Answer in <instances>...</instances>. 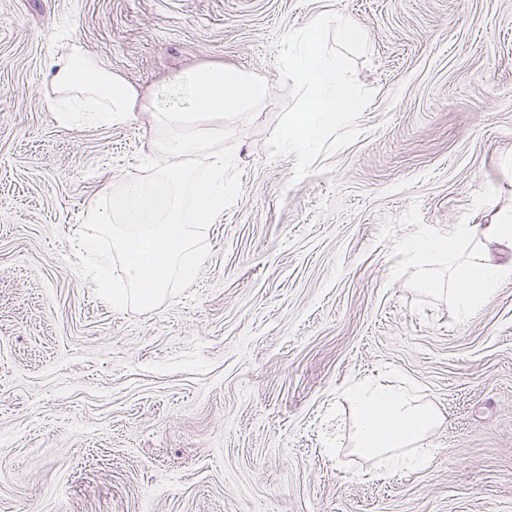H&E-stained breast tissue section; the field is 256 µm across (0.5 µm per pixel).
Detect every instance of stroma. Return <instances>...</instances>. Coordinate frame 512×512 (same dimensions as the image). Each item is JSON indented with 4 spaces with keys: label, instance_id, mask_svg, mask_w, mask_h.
Listing matches in <instances>:
<instances>
[{
    "label": "stroma",
    "instance_id": "35a3bbf8",
    "mask_svg": "<svg viewBox=\"0 0 512 512\" xmlns=\"http://www.w3.org/2000/svg\"><path fill=\"white\" fill-rule=\"evenodd\" d=\"M324 14L367 31L372 95L298 179L267 148L278 43ZM71 40L154 98L206 65L268 85L196 279L142 310L96 293L77 239L153 156L152 114L61 126ZM491 198L512 209V0H0V512H512V278L465 315L468 248L425 271L398 248ZM366 379L439 412L422 466L358 451Z\"/></svg>",
    "mask_w": 512,
    "mask_h": 512
}]
</instances>
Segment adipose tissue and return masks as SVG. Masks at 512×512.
I'll list each match as a JSON object with an SVG mask.
<instances>
[{"label": "adipose tissue", "instance_id": "obj_1", "mask_svg": "<svg viewBox=\"0 0 512 512\" xmlns=\"http://www.w3.org/2000/svg\"><path fill=\"white\" fill-rule=\"evenodd\" d=\"M52 108L59 122L73 126L83 116L98 122L122 123L146 108L145 97L134 85L112 75L78 42L50 64ZM478 248L457 266L455 301L466 314L477 311L504 279L512 277V262L497 260L494 248L512 249V210L496 211L490 224H457L447 236L420 234L402 244L415 263L426 266L438 256L452 254L469 241ZM350 395L357 417V448L380 456L385 467L400 464L395 451L407 447L433 429L439 419L430 408L414 405L404 392L381 386H357Z\"/></svg>", "mask_w": 512, "mask_h": 512}]
</instances>
